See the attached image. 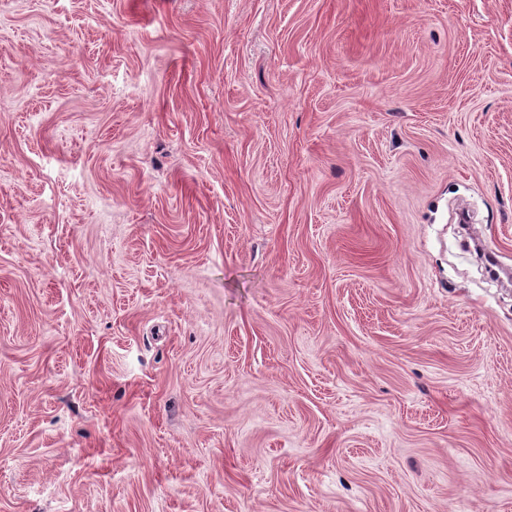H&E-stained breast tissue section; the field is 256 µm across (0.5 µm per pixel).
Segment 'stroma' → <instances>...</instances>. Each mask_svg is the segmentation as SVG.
Wrapping results in <instances>:
<instances>
[{"label": "stroma", "instance_id": "35a3bbf8", "mask_svg": "<svg viewBox=\"0 0 512 512\" xmlns=\"http://www.w3.org/2000/svg\"><path fill=\"white\" fill-rule=\"evenodd\" d=\"M512 0H0V512H512Z\"/></svg>", "mask_w": 512, "mask_h": 512}]
</instances>
